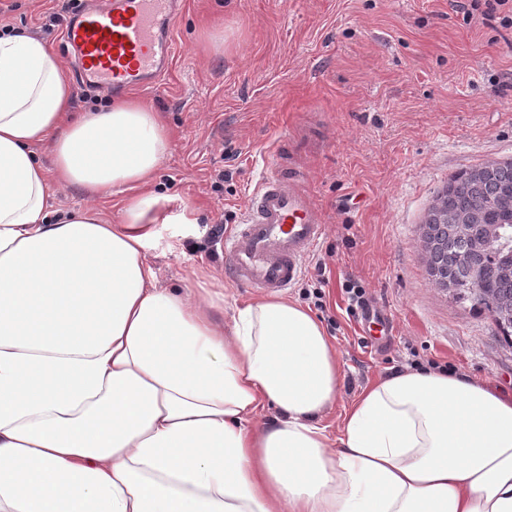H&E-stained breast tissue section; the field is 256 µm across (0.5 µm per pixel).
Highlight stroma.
<instances>
[{"label": "stroma", "mask_w": 512, "mask_h": 512, "mask_svg": "<svg viewBox=\"0 0 512 512\" xmlns=\"http://www.w3.org/2000/svg\"><path fill=\"white\" fill-rule=\"evenodd\" d=\"M489 0H181L177 52L159 87L170 151L156 174L169 213L149 248L158 287L256 298L224 274V239L276 163L304 172L326 229L285 292L334 341L343 378L323 415L335 429L379 377L437 363L512 393V348L425 268L420 240L458 172L512 162V7ZM58 0H0V28L71 53ZM365 289L374 318L349 310Z\"/></svg>", "instance_id": "obj_1"}]
</instances>
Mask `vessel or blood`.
Instances as JSON below:
<instances>
[{
	"label": "vessel or blood",
	"mask_w": 512,
	"mask_h": 512,
	"mask_svg": "<svg viewBox=\"0 0 512 512\" xmlns=\"http://www.w3.org/2000/svg\"><path fill=\"white\" fill-rule=\"evenodd\" d=\"M175 0H81L64 40L76 59L79 84L122 93L157 86L175 52ZM324 231L322 214L295 173L276 169L252 194L242 224L226 239L232 278L263 293L287 289Z\"/></svg>",
	"instance_id": "obj_1"
}]
</instances>
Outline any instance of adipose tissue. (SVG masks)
Instances as JSON below:
<instances>
[{"mask_svg":"<svg viewBox=\"0 0 512 512\" xmlns=\"http://www.w3.org/2000/svg\"><path fill=\"white\" fill-rule=\"evenodd\" d=\"M74 95L45 39L0 32V512H512V394L407 369L329 436L322 324L270 296L227 327L219 295L157 287L154 227L189 221L153 189L170 131ZM54 181L120 222L55 208Z\"/></svg>","mask_w":512,"mask_h":512,"instance_id":"obj_1","label":"adipose tissue"}]
</instances>
